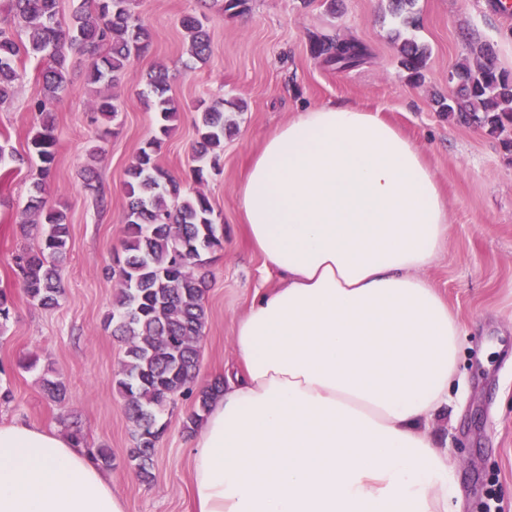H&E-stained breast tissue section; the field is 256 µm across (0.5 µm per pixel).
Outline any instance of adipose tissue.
<instances>
[{
  "label": "adipose tissue",
  "mask_w": 512,
  "mask_h": 512,
  "mask_svg": "<svg viewBox=\"0 0 512 512\" xmlns=\"http://www.w3.org/2000/svg\"><path fill=\"white\" fill-rule=\"evenodd\" d=\"M281 282L236 323L239 368L189 442L195 512H456L429 433L464 330L424 277L448 202L379 113L328 103L277 126L237 188ZM0 512H129L71 438L0 421Z\"/></svg>",
  "instance_id": "ef3b65f1"
}]
</instances>
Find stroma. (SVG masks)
I'll return each mask as SVG.
<instances>
[{"label": "stroma", "instance_id": "35a3bbf8", "mask_svg": "<svg viewBox=\"0 0 512 512\" xmlns=\"http://www.w3.org/2000/svg\"><path fill=\"white\" fill-rule=\"evenodd\" d=\"M196 7V0H141L138 10L152 40L121 80L88 85L84 63L75 60L66 92L47 103L58 153L44 196L65 210L70 226L60 263L64 295L56 308L29 300L13 263L18 251L38 242L25 232L37 221L26 209L36 167L0 164V289L12 302L11 318L0 329V421L63 435L81 426L90 447L111 449L106 472L129 512H193L185 423L194 402L179 397L165 411L153 478L143 481L130 459L133 426L116 386L126 346L105 323L117 293L125 171L158 130L145 77L164 67L179 113L157 155L163 168L188 180L199 101L224 99L231 126L220 171L201 186L224 227V247L210 264L196 384H210L234 367L236 321L257 290L278 282L240 221L236 188L251 157L276 126L306 108L332 102L380 113L419 147L448 200V241L424 276L465 329L458 373L466 386L430 432L456 463L459 512H484L491 495L512 512V150L504 146L512 131L490 133L447 117L437 105L455 92L448 73L466 45H490L499 66L512 72V17H503L490 0H416L417 25L402 30L387 0H336L332 6L327 0H245L235 15L210 12L212 53L189 70L180 18ZM316 34L355 38L370 55L348 69L327 65L310 52ZM407 37L430 52L418 82L400 63L399 45ZM23 67L14 98L0 103V143L20 154L27 153L37 123L29 107L43 95L38 60L24 59ZM100 96L117 101L116 120L93 112ZM87 167L97 172L103 199L85 189ZM31 358L33 370L25 367ZM46 377L64 384L63 403L44 392Z\"/></svg>", "mask_w": 512, "mask_h": 512}]
</instances>
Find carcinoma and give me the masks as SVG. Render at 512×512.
Wrapping results in <instances>:
<instances>
[{"label":"carcinoma","mask_w":512,"mask_h":512,"mask_svg":"<svg viewBox=\"0 0 512 512\" xmlns=\"http://www.w3.org/2000/svg\"><path fill=\"white\" fill-rule=\"evenodd\" d=\"M415 0H389V11L403 25L410 24ZM137 0H82L69 18L60 15L59 0H7L0 17V102L13 96L23 74L21 57L43 61L40 79L44 95L56 98L67 89L68 67L77 56L86 63L87 77L96 84L115 82L133 58L150 44L151 30L136 11ZM20 15L26 39L16 41L2 24L8 15ZM206 15L186 14L180 20L189 41L191 58L204 62L211 51ZM313 53L330 65L348 68L366 57L364 45L354 39L323 37L314 40ZM402 64L415 77L425 69L427 48L414 40L400 46ZM456 92L442 104L450 115L489 127L512 128V73L498 67L488 46L470 49L449 73ZM147 97L157 112L158 134L140 149L125 171L127 207L121 218L123 256L118 258L119 284L109 317L113 333L126 341L121 377L116 385L125 399L135 427V448L130 450L141 476L152 477L155 445L165 431L161 414L176 397L190 391L198 373L199 344L207 323L203 296L208 288L211 259L222 248L224 225L212 218L213 207L202 192L184 190L183 182L157 163L162 137L169 134L178 107L167 96V71L146 77ZM30 110L41 116L30 139L29 151L40 161L39 178L31 184L27 209L39 216L44 230L36 247L14 256L27 296L42 308L60 305L64 295L56 257L63 254L70 236L66 213L48 205L43 181L55 165L57 137L44 117L39 99ZM227 121L224 100L198 106L196 140L190 178L207 181L224 150ZM224 387L218 378L199 391L189 416L194 426L208 407L212 393Z\"/></svg>","instance_id":"carcinoma-1"}]
</instances>
